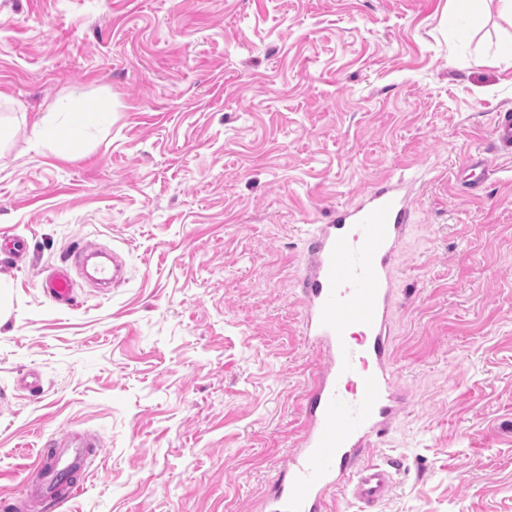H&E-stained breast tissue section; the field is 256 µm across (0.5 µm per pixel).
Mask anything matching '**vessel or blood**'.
I'll use <instances>...</instances> for the list:
<instances>
[{"label":"vessel or blood","instance_id":"b4317fda","mask_svg":"<svg viewBox=\"0 0 512 512\" xmlns=\"http://www.w3.org/2000/svg\"><path fill=\"white\" fill-rule=\"evenodd\" d=\"M495 149L512 154V111L494 116ZM462 171L470 189L492 172L482 150L469 153ZM415 178L379 182L358 203L337 208L332 220L315 225L307 271L299 281L304 301L302 334L324 364L305 395V427L297 448L279 470L267 499L269 512H327L332 495L354 501L358 512H378L393 494L394 471L364 462L373 437L385 434L405 402L391 380L389 313L393 304L391 262L410 228ZM120 261L98 264L93 279L106 286L124 281ZM60 306L73 303V278L60 268L40 283ZM90 437L62 433L46 440L36 467L39 478L11 512H56L79 490L67 473L87 474Z\"/></svg>","mask_w":512,"mask_h":512}]
</instances>
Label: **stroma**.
Returning <instances> with one entry per match:
<instances>
[{
	"instance_id": "35a3bbf8",
	"label": "stroma",
	"mask_w": 512,
	"mask_h": 512,
	"mask_svg": "<svg viewBox=\"0 0 512 512\" xmlns=\"http://www.w3.org/2000/svg\"><path fill=\"white\" fill-rule=\"evenodd\" d=\"M447 2L0 0V238L26 241L0 251V498L72 431L101 448L57 512H264L321 364L306 229L413 175L381 512H512V0L464 35ZM59 101L99 111L63 156L31 135ZM96 245L127 281L60 310L42 276ZM494 148L501 153L512 154V111L496 112L492 127ZM462 172L466 175L469 185V193L472 197H478L479 194L475 191L481 187L492 173L491 162L489 157L485 155L482 150H475L469 153L461 168Z\"/></svg>"
}]
</instances>
